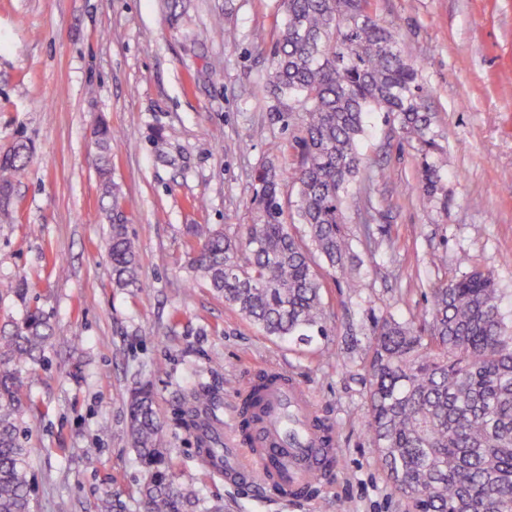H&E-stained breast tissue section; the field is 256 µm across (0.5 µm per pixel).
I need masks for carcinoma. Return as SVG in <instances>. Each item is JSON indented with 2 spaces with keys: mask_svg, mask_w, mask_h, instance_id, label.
<instances>
[{
  "mask_svg": "<svg viewBox=\"0 0 512 512\" xmlns=\"http://www.w3.org/2000/svg\"><path fill=\"white\" fill-rule=\"evenodd\" d=\"M281 2L285 19L268 85L286 111L302 113L301 159L281 173L256 171L258 218L239 234L190 225L195 247L188 270L192 281L208 285L267 335L302 342L327 332L314 256L359 287L348 265L345 208L364 164L358 140L367 114L387 113L424 148L434 139L417 67L373 15L371 0ZM28 153L21 141L0 153L1 190L13 189ZM108 173L105 159L104 194L116 210L121 189ZM284 178L297 186L307 244L282 219ZM436 183V170L425 165L422 205L432 202ZM108 250L115 286L137 287L138 245L125 220L111 221ZM9 292L23 315L0 328V512H32L27 419L36 405L24 374L49 363L51 324L30 304L27 278ZM368 350L367 427L411 512H512V327L504 322L493 275L472 269L437 284L417 325L373 319ZM211 397L202 381L184 389L190 425L209 429L201 410ZM127 416L129 442L144 470L143 512H192L198 499L176 483L150 382L131 390Z\"/></svg>",
  "mask_w": 512,
  "mask_h": 512,
  "instance_id": "carcinoma-1",
  "label": "carcinoma"
}]
</instances>
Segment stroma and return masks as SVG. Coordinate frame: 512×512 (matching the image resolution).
Returning <instances> with one entry per match:
<instances>
[{"label":"stroma","instance_id":"obj_1","mask_svg":"<svg viewBox=\"0 0 512 512\" xmlns=\"http://www.w3.org/2000/svg\"><path fill=\"white\" fill-rule=\"evenodd\" d=\"M419 68L434 150L369 114L366 161L349 188L346 232L359 287L316 269L328 335H266L207 286L187 280L190 224L235 235L253 223L254 174L299 160L301 115H275L266 82L280 0H0V150L30 158L0 223V326L23 308L6 289L27 276L51 317V365L28 379L34 512H140L141 467L126 401L154 387L179 482L224 512H409L366 430L364 363L374 318H420L425 295L460 264L492 272L512 323V0H371ZM236 35L225 42L215 21ZM106 121L113 180L140 246L139 285L112 283L111 201L94 128ZM438 172L419 202L424 165ZM392 173L377 179L378 169ZM334 356L326 360L323 349ZM283 369L333 423L334 478L303 498L225 486L198 464L181 389L203 379L223 416L260 370Z\"/></svg>","mask_w":512,"mask_h":512}]
</instances>
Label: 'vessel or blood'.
I'll return each instance as SVG.
<instances>
[{"label":"vessel or blood","instance_id":"1","mask_svg":"<svg viewBox=\"0 0 512 512\" xmlns=\"http://www.w3.org/2000/svg\"><path fill=\"white\" fill-rule=\"evenodd\" d=\"M247 441L214 427L211 437L222 453L204 449L200 462L225 483L261 484L284 496L300 497L314 481L333 477L338 452L321 427L311 392L286 372H274L254 409Z\"/></svg>","mask_w":512,"mask_h":512}]
</instances>
